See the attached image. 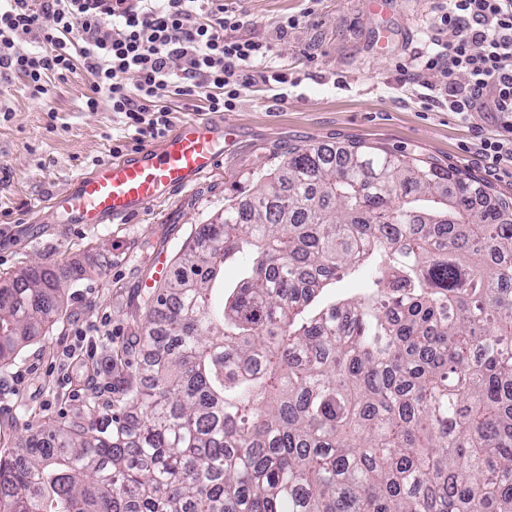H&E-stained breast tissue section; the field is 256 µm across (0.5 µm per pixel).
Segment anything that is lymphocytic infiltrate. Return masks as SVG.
<instances>
[{
	"label": "lymphocytic infiltrate",
	"instance_id": "f902f5d3",
	"mask_svg": "<svg viewBox=\"0 0 512 512\" xmlns=\"http://www.w3.org/2000/svg\"><path fill=\"white\" fill-rule=\"evenodd\" d=\"M245 14L223 0H5L0 5V73L21 77L33 94L46 78L84 72L87 111L108 102L136 143L165 137L170 100L205 93L211 112L229 111L244 71L263 65L269 44L226 37ZM450 38L419 66L446 78L449 111L470 116L490 100L502 116L499 138L482 142L490 165L512 163V0H448L438 18ZM37 33L40 51L21 53L18 36ZM464 82H456V75Z\"/></svg>",
	"mask_w": 512,
	"mask_h": 512
}]
</instances>
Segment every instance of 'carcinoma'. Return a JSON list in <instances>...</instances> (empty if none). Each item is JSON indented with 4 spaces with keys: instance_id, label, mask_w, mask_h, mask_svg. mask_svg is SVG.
<instances>
[{
    "instance_id": "cac0c4a2",
    "label": "carcinoma",
    "mask_w": 512,
    "mask_h": 512,
    "mask_svg": "<svg viewBox=\"0 0 512 512\" xmlns=\"http://www.w3.org/2000/svg\"><path fill=\"white\" fill-rule=\"evenodd\" d=\"M251 178L144 301L111 412L0 454V512H512V200L360 140ZM66 279L0 289V367ZM371 285V280L367 274L360 273L357 277L344 280L336 284V288H331L325 293V298L331 299L339 295H356L362 293L366 288Z\"/></svg>"
}]
</instances>
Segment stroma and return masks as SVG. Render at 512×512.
Segmentation results:
<instances>
[{
	"instance_id": "1",
	"label": "stroma",
	"mask_w": 512,
	"mask_h": 512,
	"mask_svg": "<svg viewBox=\"0 0 512 512\" xmlns=\"http://www.w3.org/2000/svg\"><path fill=\"white\" fill-rule=\"evenodd\" d=\"M245 13L233 38L273 48L272 82L250 79L228 114L234 135L216 169L127 224H63L40 201L112 158V145L137 149L133 132L108 103L85 108L91 79L51 78L49 94L33 96L17 77L0 78V288L18 269L50 265L76 271L67 282L59 320L25 343L0 368V451L22 453L48 420L106 411L118 396L108 387V358L136 362V324L143 301L196 225L207 223L247 187L253 171L278 164L288 148L358 139L375 147L454 167L512 197V164L490 170L482 140L501 132L496 113L468 119L449 112L441 73L417 68L418 56L447 42L435 23L448 0H224ZM298 17L295 27L282 28Z\"/></svg>"
}]
</instances>
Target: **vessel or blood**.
<instances>
[{
	"instance_id": "1",
	"label": "vessel or blood",
	"mask_w": 512,
	"mask_h": 512,
	"mask_svg": "<svg viewBox=\"0 0 512 512\" xmlns=\"http://www.w3.org/2000/svg\"><path fill=\"white\" fill-rule=\"evenodd\" d=\"M231 124L187 118L164 141L99 165L51 197L48 206L67 224H123L171 189L189 185L217 165Z\"/></svg>"
}]
</instances>
